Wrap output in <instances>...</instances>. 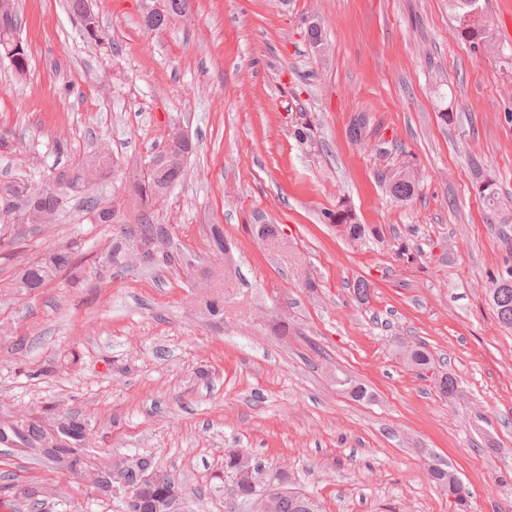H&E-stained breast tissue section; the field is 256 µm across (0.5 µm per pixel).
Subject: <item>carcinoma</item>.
Masks as SVG:
<instances>
[{
	"label": "carcinoma",
	"instance_id": "carcinoma-1",
	"mask_svg": "<svg viewBox=\"0 0 512 512\" xmlns=\"http://www.w3.org/2000/svg\"><path fill=\"white\" fill-rule=\"evenodd\" d=\"M85 0H70V10L81 21L83 36L94 43L105 40L99 23L95 16L85 15ZM472 0H448V12L453 16L458 37L469 45H480L485 53L494 52L493 36L490 22L481 20V24L463 25L461 17L470 10ZM189 0H166V8L162 10L150 9L144 15V25L150 29H158L167 20L176 15L181 16L188 10ZM22 19L18 11H13L10 21L0 25V56L12 59L11 66L15 73L22 77L26 75L29 67L28 54L20 43L18 31ZM190 152L189 142L172 150L165 147L162 154L169 156L166 164L151 166L141 180L140 185L134 189L139 197L143 211L140 215L139 235L133 237L121 232V241L132 244L139 242L144 246L148 260L158 258L172 260L168 252L169 239L161 232L153 231L151 224L152 209L159 205L154 199L156 192L168 191L184 176L185 158ZM111 157L106 152H98L92 156L86 167L71 174H60L53 183L34 188L25 183L14 181H0V255L10 256L15 245L25 240V237L9 233L12 225V212L20 209L29 215V222L35 224H52L56 220L60 207L61 196L66 191H74L102 175L110 166ZM389 195L398 203L406 204L412 201L418 190L416 171L407 176L389 174L384 177ZM85 208L95 224H117L120 222L117 210L106 205L97 198L85 201ZM330 224L343 228L347 239L358 241L368 235L364 225L355 222L352 211L339 206L334 211L325 212ZM75 266L72 248L66 247L46 252L43 256L29 264L18 279V287L31 291L42 287L46 282L54 279L59 273L73 269ZM492 303L497 319L505 327H512V287L501 285V276L492 281ZM409 365L418 370L429 368L432 356L422 344L414 345L406 350ZM88 424L78 417H70L57 421L53 429H48L34 418L27 416L0 419V444L6 445L22 454H33L45 458L57 466L65 469H74L75 466L85 464L82 448L85 445ZM155 471L158 481L155 490L161 491L167 483L174 480L169 472L159 468L153 458L134 453L126 461L124 480L130 487L137 486L144 473ZM269 471L263 463H257V469L251 475L240 474L236 449L229 448L224 453V476L237 479L232 484L234 493L238 498L237 506L241 507L251 497L253 487L250 478L262 472ZM430 475L433 481L444 489L448 495L454 497L459 512H467L469 493L464 484L455 473L443 469L432 468ZM271 512H305L303 498L282 494L278 496L272 506Z\"/></svg>",
	"mask_w": 512,
	"mask_h": 512
}]
</instances>
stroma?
Segmentation results:
<instances>
[{
  "label": "stroma",
  "instance_id": "stroma-1",
  "mask_svg": "<svg viewBox=\"0 0 512 512\" xmlns=\"http://www.w3.org/2000/svg\"><path fill=\"white\" fill-rule=\"evenodd\" d=\"M16 5L30 65L19 78L0 57V180L48 183L108 148L86 193L120 221L90 223L72 194L0 259V417L84 419L86 457L150 455L188 512H227L228 448L287 467L323 512H456L435 465L469 488L470 512H512V329L491 305L492 274L512 265V0H486L491 55L457 37L447 0H192L156 31L143 13L163 0H91L101 44L68 0ZM303 115L306 142L294 134ZM176 126L192 144L186 178L152 217L174 262L101 271L139 222L129 172ZM407 163L420 186L402 205L380 175ZM341 205L366 240L326 222ZM216 229L229 258L212 249ZM402 242L413 261L395 256ZM69 244L77 280L17 291L28 263ZM208 296L224 302L220 322L201 311ZM407 342L426 345L430 370L401 358ZM445 374L458 381L450 398ZM344 376L372 401L342 392ZM32 490L43 512H124L90 471L0 445V512H30ZM69 2L71 12H73V14L76 15L81 21L83 36L88 41L94 43L103 42L106 39V37L99 23L96 21L95 16L91 14L90 16L86 17L85 15V0H70ZM89 26L93 27V29H91Z\"/></svg>",
  "mask_w": 512,
  "mask_h": 512
}]
</instances>
